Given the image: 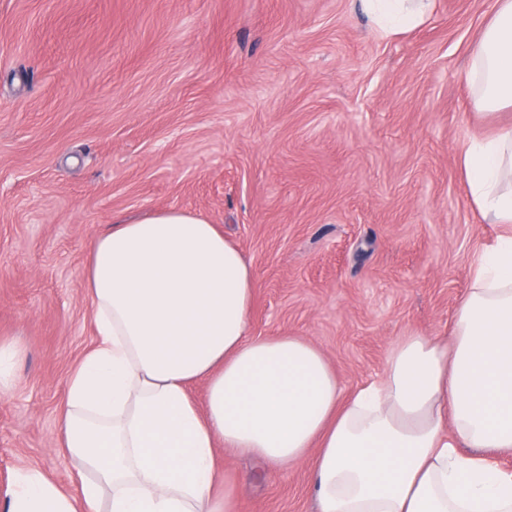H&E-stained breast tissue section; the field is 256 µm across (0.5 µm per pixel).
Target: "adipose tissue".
I'll list each match as a JSON object with an SVG mask.
<instances>
[{
    "label": "adipose tissue",
    "mask_w": 512,
    "mask_h": 512,
    "mask_svg": "<svg viewBox=\"0 0 512 512\" xmlns=\"http://www.w3.org/2000/svg\"><path fill=\"white\" fill-rule=\"evenodd\" d=\"M359 6L390 38L434 0ZM468 57L474 107L512 110V0H495ZM458 164L481 218L512 225V125L466 140ZM85 279L97 339L59 414L78 491L21 468L0 512H234L212 495L221 444L267 470L310 462L317 512H512L497 461L512 453L511 233L479 248L450 343L402 337L347 399L315 345L252 338L253 266L199 214L113 224Z\"/></svg>",
    "instance_id": "adipose-tissue-1"
}]
</instances>
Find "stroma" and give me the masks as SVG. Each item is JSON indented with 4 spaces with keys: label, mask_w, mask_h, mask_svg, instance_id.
<instances>
[{
    "label": "stroma",
    "mask_w": 512,
    "mask_h": 512,
    "mask_svg": "<svg viewBox=\"0 0 512 512\" xmlns=\"http://www.w3.org/2000/svg\"><path fill=\"white\" fill-rule=\"evenodd\" d=\"M495 0H436L384 39L352 0H0V501L15 470L76 492L60 446L71 371L95 343L92 242L192 211L257 278V337L324 353L344 396L401 336L448 338L483 223L456 157L512 122L476 114L467 50ZM235 512H316L303 462L256 479L218 448ZM20 350L15 345L0 344V393L9 389L13 365L19 356Z\"/></svg>",
    "instance_id": "obj_1"
}]
</instances>
